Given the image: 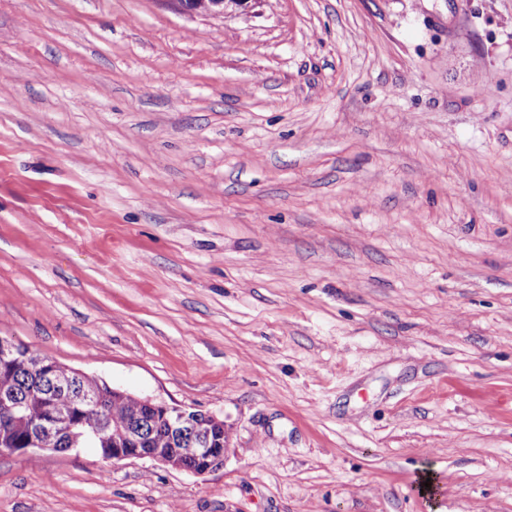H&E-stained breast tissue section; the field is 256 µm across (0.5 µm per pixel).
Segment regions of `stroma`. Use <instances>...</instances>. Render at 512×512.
<instances>
[{
  "instance_id": "stroma-1",
  "label": "stroma",
  "mask_w": 512,
  "mask_h": 512,
  "mask_svg": "<svg viewBox=\"0 0 512 512\" xmlns=\"http://www.w3.org/2000/svg\"><path fill=\"white\" fill-rule=\"evenodd\" d=\"M0 336L231 446L0 512H512V0H0ZM186 13H224L225 2L242 5L249 0H170Z\"/></svg>"
}]
</instances>
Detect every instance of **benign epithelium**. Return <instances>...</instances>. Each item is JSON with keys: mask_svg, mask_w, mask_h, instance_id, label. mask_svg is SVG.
Here are the masks:
<instances>
[{"mask_svg": "<svg viewBox=\"0 0 512 512\" xmlns=\"http://www.w3.org/2000/svg\"><path fill=\"white\" fill-rule=\"evenodd\" d=\"M242 5L249 0H170L186 13H222L225 2ZM27 359L29 368L35 372L36 381L51 380L52 388L69 393L77 410L81 413L89 411L102 412L106 402L119 393V390L104 384L94 392L82 389L80 382L87 373L66 367L67 375L61 376L58 368L61 363L47 359L16 343L9 336H0V367L7 369L19 358ZM146 408V415H137L112 432V447L99 449L100 456L114 464L131 460L145 459L178 471H186L196 475H204L224 465L229 447L213 426L223 423V419L215 414H200L185 408L170 406L162 401L150 398L141 400ZM23 413V405L4 395L0 397V435L11 432L16 419ZM164 423L170 442L179 444L173 448L152 447L155 420ZM64 436L63 447L47 449L41 439L48 433ZM89 439L84 424L78 416L58 414L47 408V413L34 421L25 440L16 448H3L7 454L30 456L38 452L50 451L64 454L79 450L81 443Z\"/></svg>", "mask_w": 512, "mask_h": 512, "instance_id": "obj_1", "label": "benign epithelium"}]
</instances>
